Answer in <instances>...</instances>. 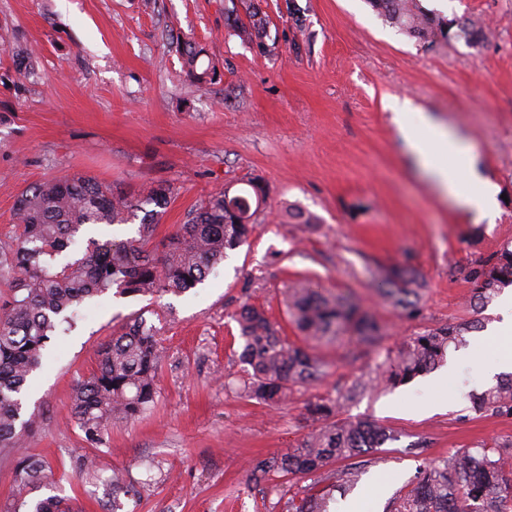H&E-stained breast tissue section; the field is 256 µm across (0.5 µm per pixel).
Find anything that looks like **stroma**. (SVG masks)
I'll use <instances>...</instances> for the list:
<instances>
[{
    "label": "stroma",
    "mask_w": 512,
    "mask_h": 512,
    "mask_svg": "<svg viewBox=\"0 0 512 512\" xmlns=\"http://www.w3.org/2000/svg\"><path fill=\"white\" fill-rule=\"evenodd\" d=\"M295 3L307 37L298 53L285 0L261 2L278 41L268 58L228 35L231 0H0L1 235L13 224L16 194L62 174L132 190L170 183L162 236L211 194L252 177L266 187L247 244L196 289L181 297L106 294L55 337L35 384L43 426L27 451L45 459L56 493L82 512H288V491L254 482L253 463L298 445L313 429L307 403L369 378L379 357L353 340L317 344L327 366L321 382L294 386L277 407L247 398L233 319L243 301L263 307L292 342L298 333L283 299L299 281L358 303L390 347L448 323L480 317L490 327L499 319L493 304L476 313L463 270L512 245V0H421L432 14L477 15L490 29L483 45L460 39L433 50L367 0ZM187 40L206 47L221 80H187L178 54ZM18 48L36 61L20 85ZM393 96L409 97L473 146L480 172L507 195L494 223H474L416 168L386 106ZM292 204L314 223H289ZM395 265L425 281L414 315L377 288ZM146 306L165 314L155 406L114 425L109 445L92 451L71 415L72 388L95 367L97 345ZM479 338L468 333L466 347L448 352L454 394L445 407L431 405L430 373L346 404L344 416L395 438L337 505L384 512L423 463L512 441L511 417L470 410L471 395L492 387L485 371L497 361ZM91 454L93 477L80 469ZM115 473L140 491L117 510L105 493Z\"/></svg>",
    "instance_id": "obj_1"
}]
</instances>
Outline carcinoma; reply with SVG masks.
Here are the masks:
<instances>
[{"label": "carcinoma", "mask_w": 512, "mask_h": 512, "mask_svg": "<svg viewBox=\"0 0 512 512\" xmlns=\"http://www.w3.org/2000/svg\"><path fill=\"white\" fill-rule=\"evenodd\" d=\"M383 19L428 47L453 39L469 44L489 38L483 23L471 15L451 19L431 16L420 0H369ZM248 21L236 10L227 11V31L256 45L264 57L276 55L277 46L265 41L268 16L254 0H243ZM294 21L295 51L306 44L300 8L286 0ZM204 48L185 43L179 52L181 69L195 85L213 84L221 78L216 65L203 61ZM248 189L230 193L226 188L190 209L178 230L157 239V227L172 187L159 183L147 193L131 194L91 176L63 175L34 183L22 190L14 203L15 224L0 239V454L8 456L26 447L25 436L41 424L40 415L25 414L30 393L45 361L46 349L63 324L73 325L76 310L115 291L122 296H182L203 283L228 252L247 243L254 217L265 198L258 178L246 181ZM154 205L146 210L145 206ZM142 212L138 237L121 241L86 239L83 251L74 250L85 229L96 225L126 224ZM247 222H240L242 215ZM465 279L473 299L485 309L504 288L512 286V249L476 260ZM379 287L394 307L407 314L416 311L425 283L407 267H391ZM284 305L290 322L302 335L297 345L280 334L261 308L244 303L236 315L240 339L238 358L245 365L243 393L270 407L288 400L290 386L321 378L324 365L309 351L312 343L354 336L379 348L384 336L375 318L360 306L325 297L304 283L288 289ZM162 317L143 309L129 317L101 344L96 368L77 382L71 409L84 439L93 448L105 444L112 422L133 423L155 404L156 386L163 366L156 322ZM472 323L448 324L418 332L399 348L384 351L376 377L386 387L411 382L441 366L451 347L466 343ZM368 388L360 382L337 398H322L307 405L313 431L297 447L279 457L257 461L253 480L293 479L319 474V488L288 498V512H331L333 492L349 491L358 481L359 459L378 451L394 439L392 431L364 420L340 417L343 404ZM476 414L512 417V375L473 398ZM338 461L340 468H332ZM51 477L36 455L20 454L15 461L16 495L5 512H75L72 503L55 495L34 498L49 486ZM112 498L122 494L135 499L140 490L114 475L109 480ZM387 512H512V442L482 444L445 460L428 462L388 503Z\"/></svg>", "instance_id": "obj_1"}]
</instances>
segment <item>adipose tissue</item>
Returning <instances> with one entry per match:
<instances>
[{
	"mask_svg": "<svg viewBox=\"0 0 512 512\" xmlns=\"http://www.w3.org/2000/svg\"><path fill=\"white\" fill-rule=\"evenodd\" d=\"M388 107L394 122L403 132L408 153L417 166L431 175L440 192L452 198L458 206L474 210L478 219H493L496 184L486 179L476 195L461 194L457 187L460 173L456 166L448 161L436 163L431 159L433 151L453 140L452 130L437 123L431 114L423 112L409 98L392 97L388 101Z\"/></svg>",
	"mask_w": 512,
	"mask_h": 512,
	"instance_id": "ef3b65f1",
	"label": "adipose tissue"
}]
</instances>
